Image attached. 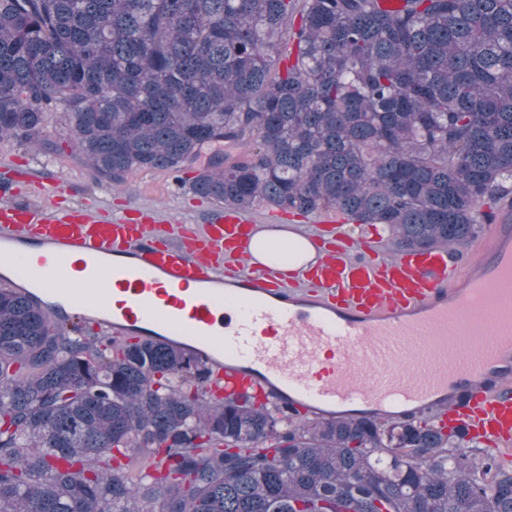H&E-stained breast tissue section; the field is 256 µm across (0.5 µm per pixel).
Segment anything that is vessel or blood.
Wrapping results in <instances>:
<instances>
[{
    "label": "vessel or blood",
    "instance_id": "vessel-or-blood-1",
    "mask_svg": "<svg viewBox=\"0 0 512 512\" xmlns=\"http://www.w3.org/2000/svg\"><path fill=\"white\" fill-rule=\"evenodd\" d=\"M47 204L0 184V288L55 294L78 282L79 317L114 339L162 331L195 343L210 392L285 412L435 415L467 440L512 449V214L496 216L472 259L443 248L386 255L353 242L335 212L308 239L316 257L291 280L256 261L262 224L238 208L176 224L147 208L110 213Z\"/></svg>",
    "mask_w": 512,
    "mask_h": 512
}]
</instances>
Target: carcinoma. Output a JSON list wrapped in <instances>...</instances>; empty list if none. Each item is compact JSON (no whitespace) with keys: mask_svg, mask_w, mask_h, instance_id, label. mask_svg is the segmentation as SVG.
<instances>
[{"mask_svg":"<svg viewBox=\"0 0 512 512\" xmlns=\"http://www.w3.org/2000/svg\"><path fill=\"white\" fill-rule=\"evenodd\" d=\"M57 109L100 183L194 166L228 207L456 251L512 200V0H0V138L50 145ZM206 385L0 288V512H512V470L428 414Z\"/></svg>","mask_w":512,"mask_h":512,"instance_id":"cac0c4a2","label":"carcinoma"}]
</instances>
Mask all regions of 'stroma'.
<instances>
[{
    "mask_svg": "<svg viewBox=\"0 0 512 512\" xmlns=\"http://www.w3.org/2000/svg\"><path fill=\"white\" fill-rule=\"evenodd\" d=\"M67 125L63 112L46 114L44 130L52 143L48 149H34L10 139H0V179L13 175L15 170L25 169L30 179L25 182L24 191L30 203L43 199L35 177L50 173L60 178L69 198L77 202L90 200L110 212L151 207L172 220L183 222L203 219L214 207V200L195 193L193 174L189 171L175 175L164 170H135L119 188L96 182L89 167L74 151Z\"/></svg>",
    "mask_w": 512,
    "mask_h": 512,
    "instance_id": "obj_1",
    "label": "stroma"
}]
</instances>
